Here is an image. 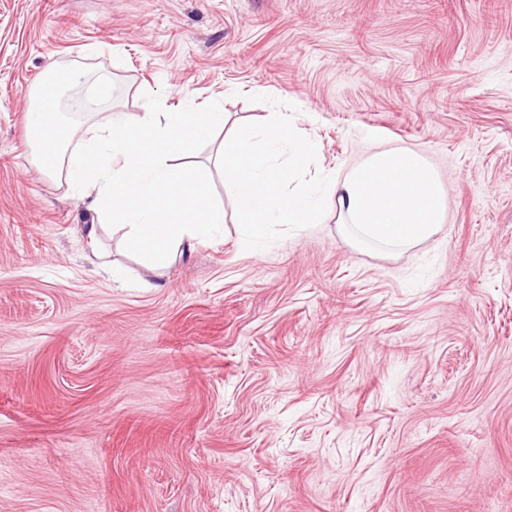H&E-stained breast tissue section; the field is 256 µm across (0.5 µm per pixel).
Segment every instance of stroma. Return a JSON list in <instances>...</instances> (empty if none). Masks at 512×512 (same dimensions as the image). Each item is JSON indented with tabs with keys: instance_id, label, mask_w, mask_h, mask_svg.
Returning a JSON list of instances; mask_svg holds the SVG:
<instances>
[{
	"instance_id": "1",
	"label": "stroma",
	"mask_w": 512,
	"mask_h": 512,
	"mask_svg": "<svg viewBox=\"0 0 512 512\" xmlns=\"http://www.w3.org/2000/svg\"><path fill=\"white\" fill-rule=\"evenodd\" d=\"M296 106L315 171L424 155L446 222L337 214L154 270L30 161L31 91ZM0 512H512V0H0Z\"/></svg>"
}]
</instances>
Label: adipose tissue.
<instances>
[{"instance_id": "obj_1", "label": "adipose tissue", "mask_w": 512, "mask_h": 512, "mask_svg": "<svg viewBox=\"0 0 512 512\" xmlns=\"http://www.w3.org/2000/svg\"><path fill=\"white\" fill-rule=\"evenodd\" d=\"M224 124L221 109L188 108L148 112L135 125L119 111L90 112L79 126L40 104L28 116L31 161L97 214L90 240L118 230L144 263L163 267L183 246L208 243L224 222L205 167L188 161Z\"/></svg>"}]
</instances>
